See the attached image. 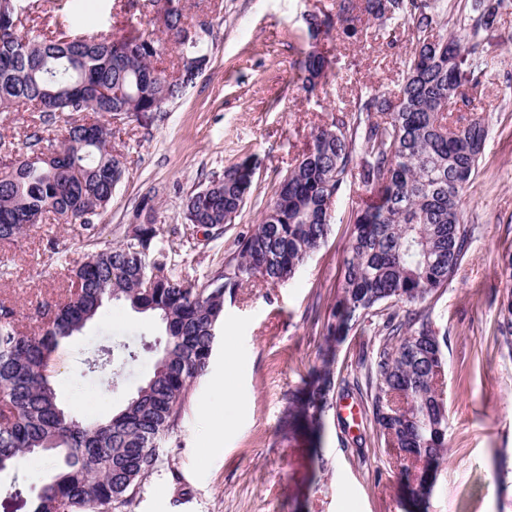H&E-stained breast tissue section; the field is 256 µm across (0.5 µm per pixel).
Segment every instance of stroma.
Wrapping results in <instances>:
<instances>
[{
  "instance_id": "stroma-1",
  "label": "stroma",
  "mask_w": 512,
  "mask_h": 512,
  "mask_svg": "<svg viewBox=\"0 0 512 512\" xmlns=\"http://www.w3.org/2000/svg\"><path fill=\"white\" fill-rule=\"evenodd\" d=\"M334 0H188L189 24L207 21L208 63L183 95L153 117L112 119V149L126 170L112 204L88 241L81 223L46 220L14 245L0 244V299L30 311L65 288L51 249L82 260L93 244L126 240L142 197L155 201L157 247L171 251L184 279L203 284L232 257L236 237L258 222L262 207L315 126L331 123L337 108L353 105L370 86L395 88L416 35L398 27L393 39L377 25L352 39L342 33L312 39L310 15L330 12ZM31 35L96 32L121 35L145 28L155 16L151 0H88L81 20L76 0H15ZM487 75L460 123L483 117L489 136L477 175L463 196L466 223L475 227L468 253L446 288L426 306L448 350L444 392L448 453L437 470L427 512H512V353L495 336L506 293L501 257L512 251V10L483 37ZM331 61L326 83L304 89L297 69L303 52ZM251 159L252 193L220 238L186 223L185 198L225 167ZM350 180L333 205L326 243L293 280L258 281L224 300V325L206 374L192 387L182 417L164 443L158 470L143 483L130 512H403V467L383 448L367 406L353 383L369 337L350 333L336 346L335 400L355 403L350 426L337 410L325 416L321 460L304 437L283 423L288 400L303 376L320 366L323 322L336 299L350 218L372 199ZM151 315L113 303L52 356L47 374L71 414L98 420L118 411L151 374L157 356L143 352L120 372H89L101 346L160 339ZM52 455L23 456L0 472V512H30L41 485L56 472Z\"/></svg>"
}]
</instances>
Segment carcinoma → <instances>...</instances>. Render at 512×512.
<instances>
[{"label":"carcinoma","mask_w":512,"mask_h":512,"mask_svg":"<svg viewBox=\"0 0 512 512\" xmlns=\"http://www.w3.org/2000/svg\"><path fill=\"white\" fill-rule=\"evenodd\" d=\"M186 0H154L162 29L70 38L20 33L16 12L0 16V112H36L26 153L0 140L7 176L0 178V242L23 238L27 225L51 214L78 221L97 235L93 219L112 203L124 169L112 152V113L162 112L193 82L207 55L190 35ZM512 0H471L473 33L490 29ZM371 22L409 26L417 45L395 92L372 88L353 108L336 109L328 126L288 169L260 213L240 234L224 269L198 286L177 272L172 255L156 248L153 199L135 211L138 227L117 245L94 248L71 269L64 300L36 309L38 331L17 327L16 310L0 301V472L21 455H40L46 443L61 458L39 489L32 512H116L132 504L155 471L159 444L174 429L189 392L213 354L224 320V295L253 278L284 284L331 231V207L352 172L375 199L352 221L343 278L330 306L325 338L331 345L353 330L379 341L364 365L377 439L422 465L407 484L406 512H420L431 492L430 465L447 453L448 417L437 367H446L448 338L416 305L448 285L460 267L473 227L461 200L477 174L488 125L465 126L448 106H470L486 74L479 44L448 34L440 0H336L335 13L309 18L312 37L336 28L346 37ZM438 30L441 37L430 40ZM179 50L177 74L154 65L166 47ZM328 59L311 50L299 61L313 86L327 76ZM92 113L99 120L87 118ZM250 159L186 199V223L221 228L244 208L253 182L238 173ZM113 302L160 320L163 340L153 371L118 412L82 420L60 405L47 366L65 341ZM497 332L512 345V290L499 310ZM150 345L123 344L102 353L110 364H134ZM334 358L306 382L285 416L288 433L305 429L314 448L333 407Z\"/></svg>","instance_id":"1"}]
</instances>
